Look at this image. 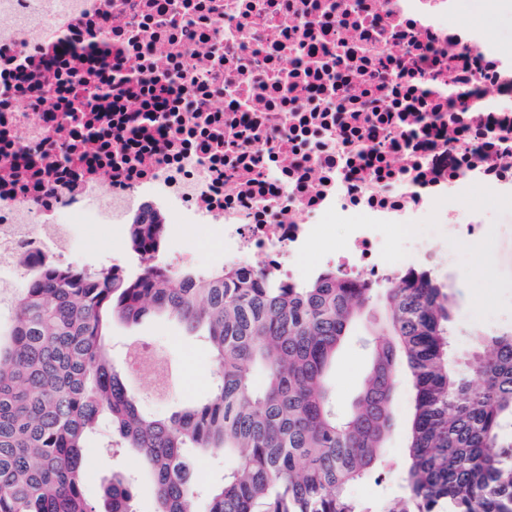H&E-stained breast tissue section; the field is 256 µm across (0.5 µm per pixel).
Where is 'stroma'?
<instances>
[{
    "label": "stroma",
    "mask_w": 512,
    "mask_h": 512,
    "mask_svg": "<svg viewBox=\"0 0 512 512\" xmlns=\"http://www.w3.org/2000/svg\"><path fill=\"white\" fill-rule=\"evenodd\" d=\"M487 0H459V20L483 28L500 47L512 53V4L499 11L489 12ZM464 207L474 213L492 217L484 235L459 238L441 231L434 243L440 254H454L452 264L435 265L432 273L451 288V324L459 351H476V339L512 329V200L492 190L474 187L463 200ZM161 259L167 264H179L184 254H191L187 268L206 274L220 268L217 252L204 248L206 241L215 238L220 227L216 224H171ZM346 245V228L335 225L324 237L303 252L299 258L297 282L306 283L325 270V259ZM70 250L78 264L92 269L124 264L129 274L141 270L139 258L130 251L127 241L116 235L108 224H80L74 227ZM384 311L373 307L361 326L341 348L331 369V382L336 405L348 411L358 395L370 365V352L363 341L380 330ZM112 358L124 363L127 349L136 342H151L161 350L172 367L173 382L164 397L154 395L146 376L135 375L130 385L140 398L145 413L162 417L179 403L204 399L214 386L215 367L207 346L195 336L188 335L180 321L173 316H157L137 323L113 319L109 329ZM412 410L411 382L400 376L394 393L385 456L379 467V481L353 484L352 498L368 512H382L385 504L404 492L403 472ZM111 433L110 424H102L98 435L87 443L86 460L90 465L86 494L94 505H101V493L115 475H133V507L135 512H155L157 501L150 472L146 466L133 462L128 450L109 454L101 444Z\"/></svg>",
    "instance_id": "stroma-1"
}]
</instances>
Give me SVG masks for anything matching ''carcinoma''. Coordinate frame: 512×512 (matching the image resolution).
<instances>
[{
	"label": "carcinoma",
	"mask_w": 512,
	"mask_h": 512,
	"mask_svg": "<svg viewBox=\"0 0 512 512\" xmlns=\"http://www.w3.org/2000/svg\"><path fill=\"white\" fill-rule=\"evenodd\" d=\"M166 228L158 215L129 225L137 276L41 264L15 297L0 348V512H96L83 451L104 418L149 466L156 512H367L348 489L378 470L402 367L413 389L405 491L383 512H512V330L458 356L447 285L426 269L380 285L332 269L306 284L266 268L197 276L157 261ZM380 300L370 371L341 414L332 362ZM161 313L205 340L216 381L206 399L153 418L107 332L115 317ZM196 451L234 460L202 511ZM105 497L107 512H135L127 480L112 479Z\"/></svg>",
	"instance_id": "carcinoma-1"
}]
</instances>
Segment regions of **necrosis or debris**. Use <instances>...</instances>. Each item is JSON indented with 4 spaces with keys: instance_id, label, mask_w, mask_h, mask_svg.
I'll return each instance as SVG.
<instances>
[{
    "instance_id": "obj_1",
    "label": "necrosis or debris",
    "mask_w": 512,
    "mask_h": 512,
    "mask_svg": "<svg viewBox=\"0 0 512 512\" xmlns=\"http://www.w3.org/2000/svg\"><path fill=\"white\" fill-rule=\"evenodd\" d=\"M457 0H0V288L69 264L76 224L146 209L220 224L224 262L291 280L339 218L330 264L382 282L380 228L486 219L512 196V55Z\"/></svg>"
}]
</instances>
